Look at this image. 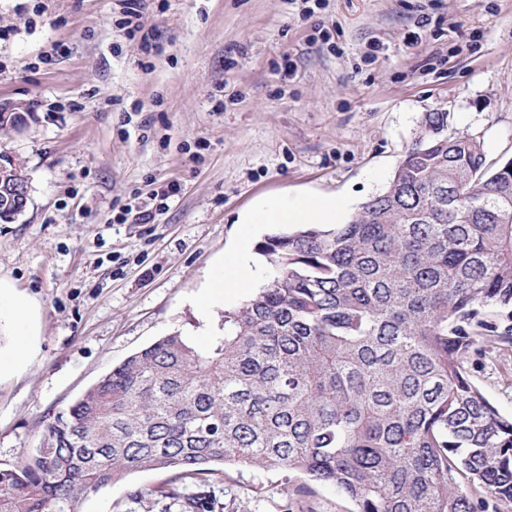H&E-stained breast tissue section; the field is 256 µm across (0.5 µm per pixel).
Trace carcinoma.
I'll return each instance as SVG.
<instances>
[{
  "mask_svg": "<svg viewBox=\"0 0 512 512\" xmlns=\"http://www.w3.org/2000/svg\"><path fill=\"white\" fill-rule=\"evenodd\" d=\"M26 123L0 114V134ZM29 185L0 153V221ZM270 281L203 345L132 353L0 463V512H79L136 472L171 470L184 512H216L227 463L288 469L353 512H512V415L465 363L512 348V158L425 113L387 189L345 224L258 245Z\"/></svg>",
  "mask_w": 512,
  "mask_h": 512,
  "instance_id": "1",
  "label": "carcinoma"
}]
</instances>
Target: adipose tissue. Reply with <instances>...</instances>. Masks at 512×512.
<instances>
[{
    "label": "adipose tissue",
    "instance_id": "ef3b65f1",
    "mask_svg": "<svg viewBox=\"0 0 512 512\" xmlns=\"http://www.w3.org/2000/svg\"><path fill=\"white\" fill-rule=\"evenodd\" d=\"M340 214L335 198L308 195L294 200H272L260 204L243 218L247 224H332ZM258 269L247 247H240L233 264L219 269L208 284L213 295L243 287L257 280ZM37 313L30 300L8 281L0 279V331L16 335L11 350H0V378L18 374L35 347Z\"/></svg>",
    "mask_w": 512,
    "mask_h": 512
}]
</instances>
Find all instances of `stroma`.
<instances>
[{
    "instance_id": "35a3bbf8",
    "label": "stroma",
    "mask_w": 512,
    "mask_h": 512,
    "mask_svg": "<svg viewBox=\"0 0 512 512\" xmlns=\"http://www.w3.org/2000/svg\"><path fill=\"white\" fill-rule=\"evenodd\" d=\"M121 17L119 0H0V102L34 114L0 137L29 176L25 213L0 222V278L39 313L34 353L0 379V463L130 354L176 331L206 342L252 296L197 305L241 239L273 232L239 222L260 200L333 195L348 220L428 112L480 136L489 162L512 158V0H324L309 14L301 0H144L151 54ZM146 209L154 220L136 223ZM469 370L512 415V350ZM172 478L129 475L80 512H162ZM216 493L224 512L353 509L297 471L228 466Z\"/></svg>"
}]
</instances>
